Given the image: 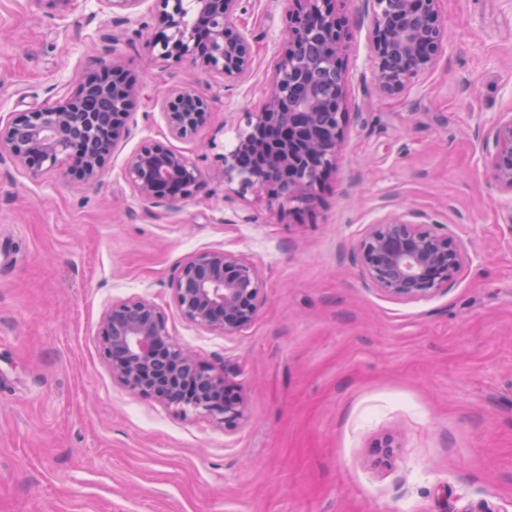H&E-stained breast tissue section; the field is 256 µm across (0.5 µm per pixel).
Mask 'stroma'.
<instances>
[{
  "instance_id": "obj_1",
  "label": "stroma",
  "mask_w": 512,
  "mask_h": 512,
  "mask_svg": "<svg viewBox=\"0 0 512 512\" xmlns=\"http://www.w3.org/2000/svg\"><path fill=\"white\" fill-rule=\"evenodd\" d=\"M335 6L340 152L313 203L282 211L225 183L222 156L288 47L287 0H240L254 56L237 82L152 54L154 0L117 15L78 0L63 16L0 0V116L75 94L116 58L140 89L97 184L0 164V512H512V193L485 151L512 113V0H438L448 48L394 96L375 79L373 0ZM182 85L212 107L187 140L162 114ZM146 139L196 164L193 197H137L125 166ZM410 212L466 259L445 290L403 301L372 287L350 243ZM215 249L261 275L258 311L232 336L188 323L174 298L179 264ZM139 296L203 367L228 372L236 427L113 377L102 317Z\"/></svg>"
}]
</instances>
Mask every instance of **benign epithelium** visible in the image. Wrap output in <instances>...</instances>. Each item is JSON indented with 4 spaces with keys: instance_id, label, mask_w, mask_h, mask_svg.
Segmentation results:
<instances>
[{
    "instance_id": "benign-epithelium-1",
    "label": "benign epithelium",
    "mask_w": 512,
    "mask_h": 512,
    "mask_svg": "<svg viewBox=\"0 0 512 512\" xmlns=\"http://www.w3.org/2000/svg\"><path fill=\"white\" fill-rule=\"evenodd\" d=\"M162 36L153 48L165 58L200 59L237 80L253 63L249 39L231 30L239 0H155ZM288 51L277 63L264 102L244 113L246 130L224 155V181L259 188L280 207L301 209L336 161L344 120L345 87L340 54L346 22L334 0H289ZM437 0H375L373 49L377 85L385 94L406 89L446 51L448 37L437 22ZM86 99L74 96L29 112L0 118V162L32 174L62 168V175L95 183L111 147L140 96L122 62L87 77ZM162 111L168 132L189 139L211 115L208 100L190 87L173 89ZM257 164L245 166L243 155ZM492 179L512 193V114L496 123L486 149ZM126 176L144 201L192 196L201 172L184 154L147 139L126 163ZM371 284L400 300H421L448 287L465 253L447 230L434 231L403 216L373 224L351 242ZM182 317L231 336L255 317L261 280L257 264L224 250L186 258L173 282ZM100 345L113 376L128 390L168 407L191 410L226 428L243 416L242 401L224 373L197 370V360L173 341L165 318L149 298L112 304L102 318Z\"/></svg>"
}]
</instances>
